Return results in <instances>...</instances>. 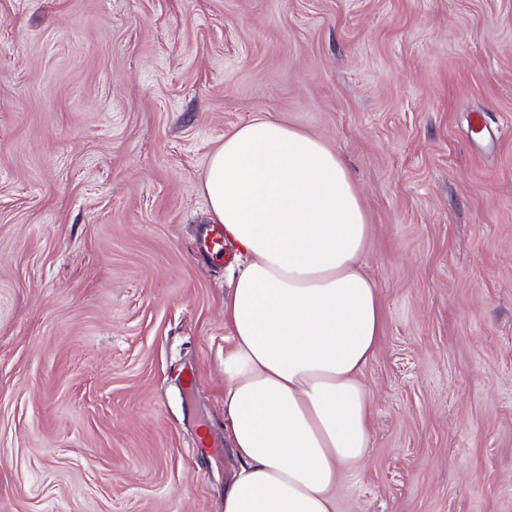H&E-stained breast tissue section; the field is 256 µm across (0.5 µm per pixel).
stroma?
<instances>
[{
	"label": "stroma",
	"instance_id": "obj_1",
	"mask_svg": "<svg viewBox=\"0 0 512 512\" xmlns=\"http://www.w3.org/2000/svg\"><path fill=\"white\" fill-rule=\"evenodd\" d=\"M257 115L371 227L336 512H512V0H0V512H221L237 264L201 179Z\"/></svg>",
	"mask_w": 512,
	"mask_h": 512
}]
</instances>
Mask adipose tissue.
<instances>
[{
	"mask_svg": "<svg viewBox=\"0 0 512 512\" xmlns=\"http://www.w3.org/2000/svg\"><path fill=\"white\" fill-rule=\"evenodd\" d=\"M202 190L240 259L224 306L238 468L223 512H335L344 471L370 446L359 377L382 336L360 198L322 141L265 116L225 136Z\"/></svg>",
	"mask_w": 512,
	"mask_h": 512,
	"instance_id": "1",
	"label": "adipose tissue"
}]
</instances>
